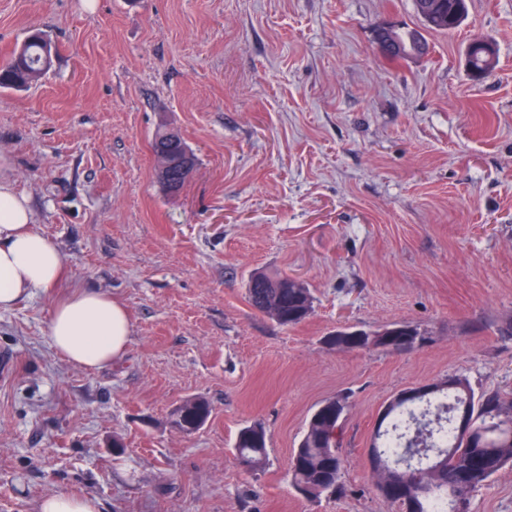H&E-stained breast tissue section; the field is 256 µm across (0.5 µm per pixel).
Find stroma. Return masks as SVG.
Returning <instances> with one entry per match:
<instances>
[{"mask_svg":"<svg viewBox=\"0 0 512 512\" xmlns=\"http://www.w3.org/2000/svg\"><path fill=\"white\" fill-rule=\"evenodd\" d=\"M420 24L414 0H0V61L39 28L45 78L0 90V174L66 258L58 288L0 311V512L52 492L100 512H394L371 478L398 393L451 376L512 392V0H468L454 33L391 62L375 32ZM498 64L473 80L470 38ZM177 129L197 167L178 193L150 142ZM303 282L304 323L249 303L250 274ZM111 293L134 333L88 370L48 326L70 285ZM417 326L410 351H336L344 325ZM344 394L340 498L307 500L290 455L321 401ZM210 413L187 432L185 401ZM262 422L270 464L238 465ZM512 512V468L468 496ZM257 424V426H256ZM267 431L261 422H253L241 427L234 442L236 459L248 460L247 471L262 472L269 465Z\"/></svg>","mask_w":512,"mask_h":512,"instance_id":"1","label":"stroma"}]
</instances>
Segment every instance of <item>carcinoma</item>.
<instances>
[{"mask_svg":"<svg viewBox=\"0 0 512 512\" xmlns=\"http://www.w3.org/2000/svg\"><path fill=\"white\" fill-rule=\"evenodd\" d=\"M462 0H428L433 16H419L425 32L455 31ZM52 44L35 28L27 40L0 64V89L22 90L42 79L51 68ZM496 61L488 60L484 48L469 46L470 72L489 74ZM282 277L257 272L250 275L247 297L250 304L284 327L303 323L315 311V298L303 283L288 279V287L273 288ZM456 386L447 387L392 407L391 427L377 433L373 449L384 467L373 471L379 494L395 498L401 512H432L438 499H448V489L458 488L463 496L488 483L505 468H512V436L501 434V417L512 418V395L499 391L475 394L467 378L455 377ZM348 402L336 395L335 402L316 407L293 450L288 465L290 486L306 499L344 493L341 474L342 425L336 422V402ZM469 411L471 427L478 439L460 440L456 413ZM209 414L202 400H188L179 408L177 425L185 431L201 426ZM267 431L262 423L241 427L234 442L236 459L248 460L247 471L262 472L269 465ZM436 486L426 498L415 495L420 482Z\"/></svg>","mask_w":512,"mask_h":512,"instance_id":"cac0c4a2","label":"carcinoma"}]
</instances>
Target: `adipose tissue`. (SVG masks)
Segmentation results:
<instances>
[{
	"label": "adipose tissue",
	"instance_id": "ef3b65f1",
	"mask_svg": "<svg viewBox=\"0 0 512 512\" xmlns=\"http://www.w3.org/2000/svg\"><path fill=\"white\" fill-rule=\"evenodd\" d=\"M33 224L28 198L0 180V310L57 287L66 276L64 256ZM48 331L54 349L69 363L101 369L123 358L133 323L119 298L75 286L55 303Z\"/></svg>",
	"mask_w": 512,
	"mask_h": 512
}]
</instances>
